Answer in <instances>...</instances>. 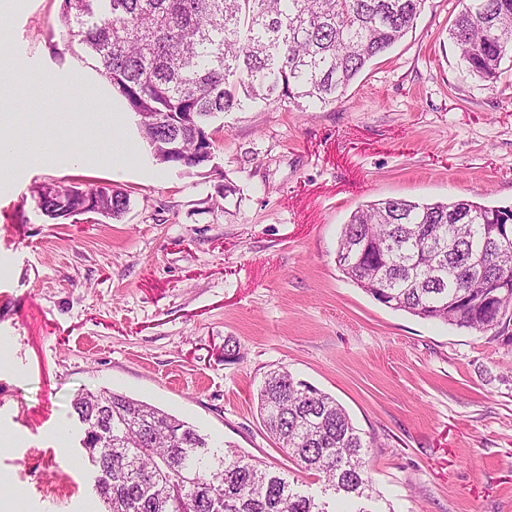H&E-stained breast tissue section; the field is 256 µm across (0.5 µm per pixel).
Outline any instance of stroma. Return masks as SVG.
Here are the masks:
<instances>
[{"label":"stroma","instance_id":"1","mask_svg":"<svg viewBox=\"0 0 512 512\" xmlns=\"http://www.w3.org/2000/svg\"><path fill=\"white\" fill-rule=\"evenodd\" d=\"M60 5L21 0L0 68L97 80L55 34ZM458 11L427 0L336 104L225 114L205 167L157 161L132 114L120 168L0 176V485L22 490L18 512H103L71 409L101 387L319 493L257 414L281 366L373 439L379 512H512V343L385 307L336 264L343 225L371 202L512 204V70L493 85L468 72L449 37ZM64 110L102 121L38 88L13 120L51 135ZM52 181L111 185L129 209L53 223L33 193Z\"/></svg>","mask_w":512,"mask_h":512}]
</instances>
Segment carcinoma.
I'll use <instances>...</instances> for the list:
<instances>
[{
	"instance_id": "1",
	"label": "carcinoma",
	"mask_w": 512,
	"mask_h": 512,
	"mask_svg": "<svg viewBox=\"0 0 512 512\" xmlns=\"http://www.w3.org/2000/svg\"><path fill=\"white\" fill-rule=\"evenodd\" d=\"M426 0H63L66 44L80 46L140 119L162 163L201 167L212 127L246 102L275 109L338 102L356 76L414 27ZM469 71L494 83L512 61V0H461L449 30ZM37 207L49 220L74 212L117 219L127 194L111 186L43 184ZM512 206L468 199L387 198L344 224L336 264L382 305L420 319L512 342V295L491 311L498 281L512 283V256L496 225ZM71 407L84 425L105 512H379L369 507L372 442L328 393L285 367L257 393L268 433L320 495L176 416L109 388L83 390Z\"/></svg>"
}]
</instances>
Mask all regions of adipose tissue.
<instances>
[{"label":"adipose tissue","instance_id":"1","mask_svg":"<svg viewBox=\"0 0 512 512\" xmlns=\"http://www.w3.org/2000/svg\"><path fill=\"white\" fill-rule=\"evenodd\" d=\"M33 79L62 99L85 100L97 112H108L112 109L109 99L90 96L89 85L80 75L64 77L48 70H33L19 61L13 62L8 70L0 71V94L7 101H15L22 97L27 83ZM129 144L123 121L116 116L104 130L80 129L78 135L72 137L67 152H58L52 141L47 139L38 152H26L25 157L27 162L47 168H74L86 165L90 159L101 156L106 151L111 154L113 163L118 164L127 153Z\"/></svg>","mask_w":512,"mask_h":512}]
</instances>
